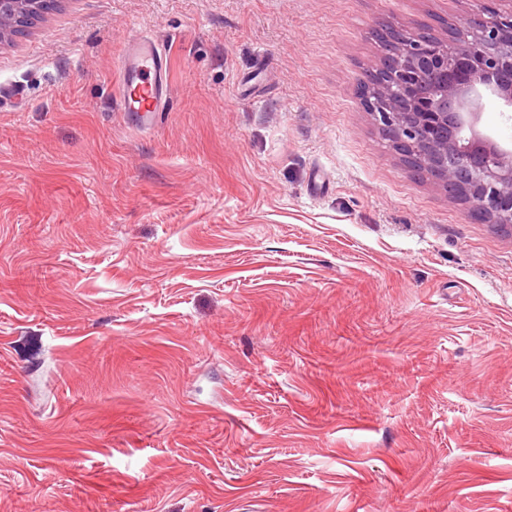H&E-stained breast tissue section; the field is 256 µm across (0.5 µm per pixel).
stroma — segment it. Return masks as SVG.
Listing matches in <instances>:
<instances>
[{
  "mask_svg": "<svg viewBox=\"0 0 512 512\" xmlns=\"http://www.w3.org/2000/svg\"><path fill=\"white\" fill-rule=\"evenodd\" d=\"M478 7L61 0L0 44V512H512V231L358 93L376 29ZM165 53L148 36L135 35L116 64L118 110L142 117L165 112L168 98Z\"/></svg>",
  "mask_w": 512,
  "mask_h": 512,
  "instance_id": "1",
  "label": "stroma"
}]
</instances>
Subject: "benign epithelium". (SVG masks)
Masks as SVG:
<instances>
[{"label": "benign epithelium", "instance_id": "benign-epithelium-1", "mask_svg": "<svg viewBox=\"0 0 512 512\" xmlns=\"http://www.w3.org/2000/svg\"><path fill=\"white\" fill-rule=\"evenodd\" d=\"M46 0H0V21L29 22ZM396 62L362 95L391 146L416 160L452 193L462 192L470 216L512 224V147L476 129L486 100L512 112V11L483 6L448 39L406 36ZM435 90L425 94L421 76Z\"/></svg>", "mask_w": 512, "mask_h": 512}]
</instances>
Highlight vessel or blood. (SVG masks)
I'll use <instances>...</instances> for the list:
<instances>
[{"label":"vessel or blood","mask_w":512,"mask_h":512,"mask_svg":"<svg viewBox=\"0 0 512 512\" xmlns=\"http://www.w3.org/2000/svg\"><path fill=\"white\" fill-rule=\"evenodd\" d=\"M118 109L142 117L164 111L168 85L164 53L148 36L132 38L116 64Z\"/></svg>","instance_id":"vessel-or-blood-1"}]
</instances>
